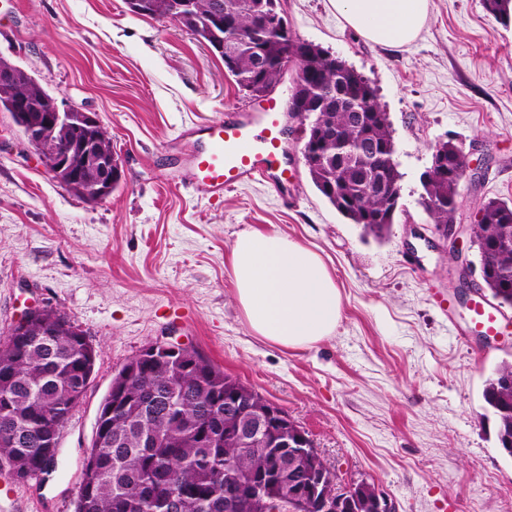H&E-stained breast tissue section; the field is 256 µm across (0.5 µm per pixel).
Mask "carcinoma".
Returning a JSON list of instances; mask_svg holds the SVG:
<instances>
[{"mask_svg":"<svg viewBox=\"0 0 512 512\" xmlns=\"http://www.w3.org/2000/svg\"><path fill=\"white\" fill-rule=\"evenodd\" d=\"M178 0H145L150 17L179 16L200 43L217 49L234 42V66L227 69L249 95L270 92L282 66L301 59L306 71L288 109L299 112L305 139L316 140L308 169L317 190L351 224L381 238L390 231L398 209L393 196H375L377 170H390L396 145L386 112L370 82L340 57L293 35L269 29L259 41L252 36L260 17L256 0H222L224 15L235 26L223 28L210 19L216 0H195L194 9L173 12ZM486 10L507 22L512 0H484ZM263 58L266 69L254 68ZM35 106L56 99L33 78H26ZM381 148V159L358 152L360 133ZM463 172L423 187V204L434 224H446L456 210ZM473 227L482 265L483 288L499 306H512V202L491 198L480 206ZM65 314L50 309L24 335L11 329L0 336V466L16 477L39 472L54 459L70 415L80 403L94 369L95 350L84 331L65 328ZM121 369L104 397L91 448L84 461L75 512H168L177 476L183 487L182 512H262L245 490L255 473L271 464L266 448H231L224 430L233 418L224 415V393L240 390L242 400L264 401L255 389L224 373L208 357L189 348L173 360H159L137 377ZM512 362L501 363L486 380L483 400L496 420L502 453L512 458ZM125 386L129 405L112 409L115 390Z\"/></svg>","mask_w":512,"mask_h":512,"instance_id":"cac0c4a2","label":"carcinoma"}]
</instances>
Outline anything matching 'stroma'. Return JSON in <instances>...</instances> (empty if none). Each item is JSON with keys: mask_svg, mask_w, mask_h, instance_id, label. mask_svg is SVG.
I'll use <instances>...</instances> for the list:
<instances>
[{"mask_svg": "<svg viewBox=\"0 0 512 512\" xmlns=\"http://www.w3.org/2000/svg\"><path fill=\"white\" fill-rule=\"evenodd\" d=\"M297 38L344 59L389 117L401 197L381 239L349 223L313 185L303 134L283 137L288 188L258 181L219 200L188 187L191 129L247 112L223 59L180 24L131 13L125 0H0V58L29 71L59 105L96 113L123 176L102 202L63 189L0 112V333L33 305L67 314L95 346L94 374L46 474L0 471L13 512H74L86 452L113 376L170 336L281 407L345 490L367 482L397 512H512V458L482 397L512 362V339L468 335L455 295L461 260L433 235L420 177L436 144L469 168L456 221L489 198L512 201V22L483 0H430L410 45L373 44L329 0H280ZM276 231L318 251L336 280L341 319L312 348L254 336L234 298L238 234Z\"/></svg>", "mask_w": 512, "mask_h": 512, "instance_id": "obj_1", "label": "stroma"}]
</instances>
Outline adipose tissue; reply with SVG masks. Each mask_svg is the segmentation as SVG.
Segmentation results:
<instances>
[{
  "label": "adipose tissue",
  "instance_id": "obj_1",
  "mask_svg": "<svg viewBox=\"0 0 512 512\" xmlns=\"http://www.w3.org/2000/svg\"><path fill=\"white\" fill-rule=\"evenodd\" d=\"M352 30L400 49L417 39L429 0H329ZM234 295L254 336L283 348H307L332 336L341 296L326 264L288 236L260 230L237 235L230 252Z\"/></svg>",
  "mask_w": 512,
  "mask_h": 512
}]
</instances>
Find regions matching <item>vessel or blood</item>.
Segmentation results:
<instances>
[{
  "mask_svg": "<svg viewBox=\"0 0 512 512\" xmlns=\"http://www.w3.org/2000/svg\"><path fill=\"white\" fill-rule=\"evenodd\" d=\"M285 120L280 101L271 96L256 111L228 112L205 126L206 143L189 158L191 189L219 198L226 190L260 178L276 188L286 187L288 169L281 141ZM469 311L471 335H502L500 318L485 294H475Z\"/></svg>",
  "mask_w": 512,
  "mask_h": 512,
  "instance_id": "obj_1",
  "label": "vessel or blood"
}]
</instances>
